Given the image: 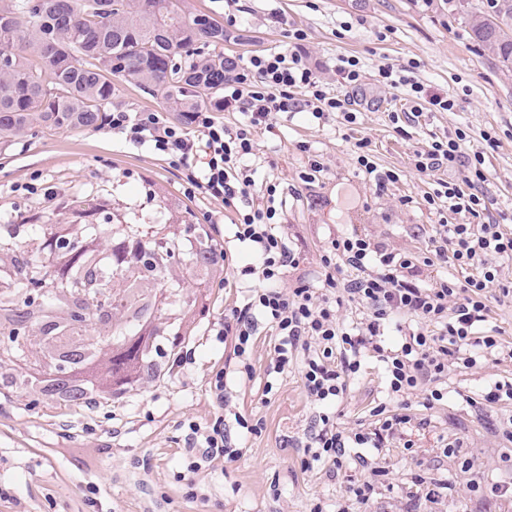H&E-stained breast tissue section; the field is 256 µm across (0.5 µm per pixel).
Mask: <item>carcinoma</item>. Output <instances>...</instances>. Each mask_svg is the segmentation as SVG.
Returning a JSON list of instances; mask_svg holds the SVG:
<instances>
[{
	"mask_svg": "<svg viewBox=\"0 0 512 512\" xmlns=\"http://www.w3.org/2000/svg\"><path fill=\"white\" fill-rule=\"evenodd\" d=\"M448 2L476 45L512 68V0ZM222 45L224 25L180 0H0V144L35 125H102L119 81L154 88L171 112H219L231 66ZM92 264L74 250L58 271L75 278ZM139 279L120 273L134 320L158 306Z\"/></svg>",
	"mask_w": 512,
	"mask_h": 512,
	"instance_id": "obj_1",
	"label": "carcinoma"
}]
</instances>
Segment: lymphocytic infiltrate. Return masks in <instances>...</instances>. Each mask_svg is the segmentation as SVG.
<instances>
[{"instance_id":"lymphocytic-infiltrate-1","label":"lymphocytic infiltrate","mask_w":512,"mask_h":512,"mask_svg":"<svg viewBox=\"0 0 512 512\" xmlns=\"http://www.w3.org/2000/svg\"><path fill=\"white\" fill-rule=\"evenodd\" d=\"M303 30L288 31V47L268 50L234 63L224 81V108L240 114L235 125H224L215 112L201 109L171 120L165 111L113 110L112 132L132 146H144L161 156L181 176L184 194L202 195L220 202L221 210L208 212L196 235L183 240L185 250L207 257L210 266H224L228 253L214 237L224 220V209H233L232 240L249 251L250 263L232 277L240 285L251 277L250 296L244 305L214 316L210 331L230 344L237 372L253 377L250 357L259 325L275 338L270 373H284L295 355H302L301 382L316 406L318 430L304 449L303 469L322 464L343 467L350 448H379L410 424L409 415L378 404L374 429L343 434L336 427L333 404L344 394L351 375L362 366L366 351L377 354L385 369L389 395L402 397L426 387V405L442 401V380L448 366L461 361L471 368L482 360L503 354L497 336L477 335L486 322V291L499 281L497 259L512 257V232L499 224L479 223L486 209L480 191L489 172L482 153L465 154L467 135L462 130L432 136L414 150L411 166L418 175L433 180L425 201L440 214L429 236L430 254L416 258L371 242L359 233L333 238L320 256L321 280L313 288L304 278L285 288L287 270L298 269L300 255L288 237L286 201L277 184L257 188L250 162L256 156L259 132L271 130L277 115L303 112L313 119L339 115L345 123L357 121L350 90L362 83L358 57L343 56L336 63L340 93H331L310 66L302 47ZM377 81L390 88H406L415 107L410 112H390L397 131L418 122L423 112H449L455 101L393 67L378 69ZM469 215V224H451L447 215ZM448 265L454 275L425 280L423 270ZM354 304L363 311L361 322L341 321L339 311ZM396 335L397 347H387L386 336ZM213 403L209 419L184 420V452L178 478L185 496L208 501L198 479L202 468L237 458L232 427L250 434L262 431L258 422L234 414L226 394L227 371L217 366L207 382Z\"/></svg>"}]
</instances>
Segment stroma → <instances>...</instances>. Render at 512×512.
Here are the masks:
<instances>
[{
    "label": "stroma",
    "mask_w": 512,
    "mask_h": 512,
    "mask_svg": "<svg viewBox=\"0 0 512 512\" xmlns=\"http://www.w3.org/2000/svg\"><path fill=\"white\" fill-rule=\"evenodd\" d=\"M184 6L221 22L236 18L234 37L224 43L229 56L244 60L285 47L290 26L305 32L309 61L328 83L336 81L339 57L361 61L356 124L342 125L333 116L315 123L297 113L279 116L272 132L258 137L256 176L278 183L287 201L288 233L300 254L299 269L285 277V284L300 275L316 281L330 237L352 230L425 257L426 231L439 216L425 203L430 186L412 171L409 157L432 136L459 127L470 135L464 152H484L490 169L482 188L487 206L482 222L512 228V68L471 40L446 0H185ZM384 64L397 70L414 65L418 81L454 97V110L425 114L408 135L398 134L388 114L411 103L404 88L378 83ZM486 130L494 132V144L482 140ZM360 138L370 141L380 167L400 174L384 192H376L356 164ZM311 154L320 157L324 169L306 186L300 175ZM36 175L53 188V196L11 193V185ZM77 196L107 210L164 213L176 239L186 235L188 223H202L217 207L203 197L185 196L177 171L148 149L113 138L105 125L77 131L37 127L0 147V242L37 252L43 225L73 223L69 203ZM500 266V284L487 293L484 328L496 331L512 349V260ZM229 275L174 252L166 269L168 300L155 317L165 331L159 348L171 352L169 335L177 329L189 337L194 357L179 375L151 381L143 397L124 399L114 414L101 409L90 419L79 401L61 403L21 384H0V479L12 484L28 512H309L316 503L325 512L342 505L350 512H512V498L493 493L495 484L512 482V437L505 433L512 427V400L484 399L495 382L512 381V359L491 358L470 369L452 365L447 399L428 407L424 391L413 392L407 400L411 424L384 448L365 449L366 463L351 457L334 473L320 465L306 471L301 459L315 409L297 367L268 377L274 346L268 336L255 345L253 378L227 376L233 411L262 420L261 433L242 441L239 457L225 462L223 472L204 474L208 507L185 498L175 479L183 446L178 425L187 418H209V373L230 356L208 336V322L213 310L246 301L243 289L219 288ZM269 380L274 388L267 395L263 387ZM385 399L382 364L367 355L336 404L337 427L347 433L373 428V409ZM449 445L461 447V456H444ZM82 448L99 451L92 470L72 464ZM377 467L387 476L369 503L349 502V485L371 479ZM418 471L443 484L442 494L430 497L413 485L411 476ZM91 483L99 489L94 507L84 500Z\"/></svg>",
    "instance_id": "obj_1"
}]
</instances>
